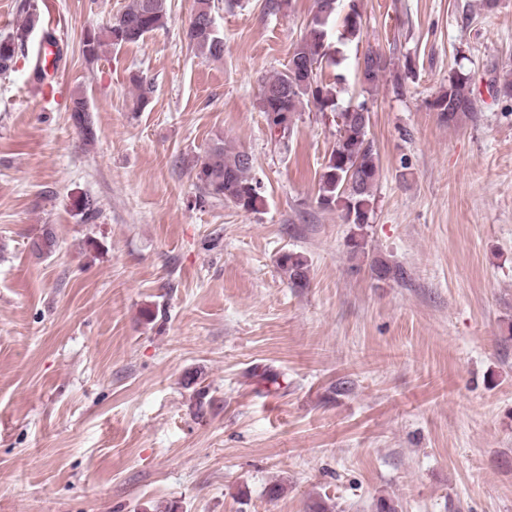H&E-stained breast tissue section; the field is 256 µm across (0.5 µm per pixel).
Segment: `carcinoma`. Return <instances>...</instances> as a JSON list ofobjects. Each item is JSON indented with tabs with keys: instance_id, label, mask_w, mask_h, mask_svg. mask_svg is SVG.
<instances>
[{
	"instance_id": "obj_1",
	"label": "carcinoma",
	"mask_w": 512,
	"mask_h": 512,
	"mask_svg": "<svg viewBox=\"0 0 512 512\" xmlns=\"http://www.w3.org/2000/svg\"><path fill=\"white\" fill-rule=\"evenodd\" d=\"M23 25L12 35L0 39V75H7L15 68L19 53L27 47L30 32L39 23L37 6L28 5ZM337 0H315L314 11L307 24V33L297 42L291 55V66L283 72L265 77L261 82L258 105L263 112L270 134L284 140L290 137L293 118L303 103L308 101L320 112L336 113L339 137L320 176L317 203L324 209L336 208L343 212L345 223L354 225L348 238L349 259L368 256L363 229L369 223L373 209L374 188L379 176V157L368 138L369 109L363 103L336 111L337 87L343 76L336 75L335 82L322 78L323 66H336L338 61L330 53L328 38L336 18ZM212 0H194L193 18L186 30V40L199 53L213 59L224 55V42L218 33L209 28L213 15ZM167 0H127L124 9L106 24L84 31L81 52L93 64L101 59L107 46L135 44L153 31L164 26L167 19ZM362 15L356 0H350L348 12L343 17L337 42L348 44L360 40ZM390 59L379 50L369 49L364 57V72L359 77L366 89L377 86L380 77L389 70ZM129 81L136 90L134 109L147 105L153 93V84L139 73L130 74ZM441 121L455 124L460 117L472 115L476 110L469 77L458 76L449 81L432 101ZM71 119L83 139L94 140L93 117L88 100L80 95L72 100ZM195 179L201 190L200 199L213 198L232 203L246 212H256L263 205L258 182L250 175L251 156L244 151H233L219 138L204 153L192 160ZM33 246L39 257L51 256L58 246L52 228L46 227ZM280 268L293 288H304L309 281L307 260L296 253H287L280 259ZM371 273L378 281L399 280L405 271L381 259L370 263Z\"/></svg>"
}]
</instances>
